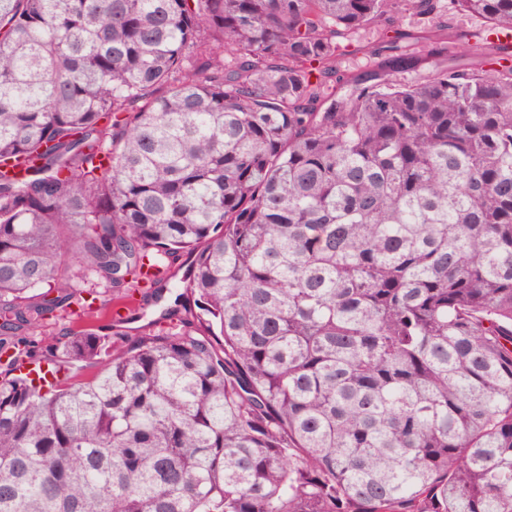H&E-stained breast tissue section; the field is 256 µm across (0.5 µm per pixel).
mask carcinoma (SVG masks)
Wrapping results in <instances>:
<instances>
[{
    "label": "carcinoma",
    "instance_id": "obj_1",
    "mask_svg": "<svg viewBox=\"0 0 512 512\" xmlns=\"http://www.w3.org/2000/svg\"><path fill=\"white\" fill-rule=\"evenodd\" d=\"M456 14L512 32L0 0V512H512V54ZM185 255L203 329L35 337ZM455 29L462 33V37L456 41V51L463 58H475L483 55L485 36V24L481 20L457 18Z\"/></svg>",
    "mask_w": 512,
    "mask_h": 512
}]
</instances>
